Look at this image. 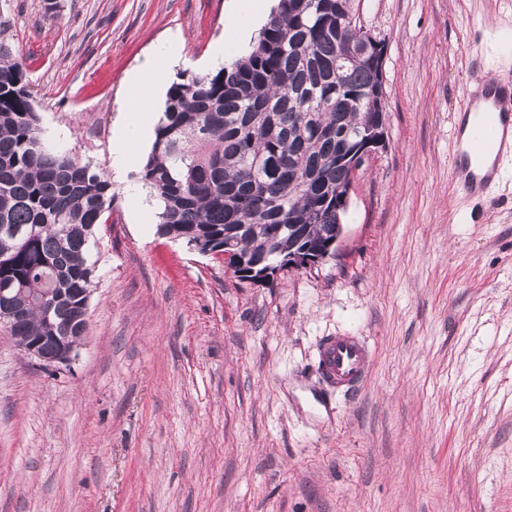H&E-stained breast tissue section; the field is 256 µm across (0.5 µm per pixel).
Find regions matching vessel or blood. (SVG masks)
Segmentation results:
<instances>
[{
  "label": "vessel or blood",
  "mask_w": 512,
  "mask_h": 512,
  "mask_svg": "<svg viewBox=\"0 0 512 512\" xmlns=\"http://www.w3.org/2000/svg\"><path fill=\"white\" fill-rule=\"evenodd\" d=\"M455 151L451 183L468 196L483 195L496 180L491 155L512 152V78L484 76L453 114ZM323 372L336 385L354 388L365 377L368 349L354 336H336L322 345Z\"/></svg>",
  "instance_id": "1"
}]
</instances>
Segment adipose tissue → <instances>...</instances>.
I'll list each match as a JSON object with an SVG mask.
<instances>
[{"mask_svg":"<svg viewBox=\"0 0 512 512\" xmlns=\"http://www.w3.org/2000/svg\"><path fill=\"white\" fill-rule=\"evenodd\" d=\"M179 52L180 48L174 42L157 45L153 55L130 77L135 93L124 105L122 132L112 144L115 157L113 172L115 180L124 181L126 195L137 206L144 201L141 188L138 184L125 182L124 172L132 162L135 146L149 140L155 132L159 115L150 105L149 93L155 85L167 82L170 78L167 63L177 57Z\"/></svg>","mask_w":512,"mask_h":512,"instance_id":"adipose-tissue-1","label":"adipose tissue"}]
</instances>
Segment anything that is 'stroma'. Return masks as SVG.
<instances>
[{"label": "stroma", "mask_w": 512, "mask_h": 512, "mask_svg": "<svg viewBox=\"0 0 512 512\" xmlns=\"http://www.w3.org/2000/svg\"><path fill=\"white\" fill-rule=\"evenodd\" d=\"M385 45L387 146L336 256L257 285L160 235L116 189L90 244L88 327L45 366L0 329V512H512V156L450 185L455 109L512 76V0H351ZM233 0H0L51 143L103 170L128 79L245 56ZM370 347L354 390L329 336Z\"/></svg>", "instance_id": "obj_1"}]
</instances>
